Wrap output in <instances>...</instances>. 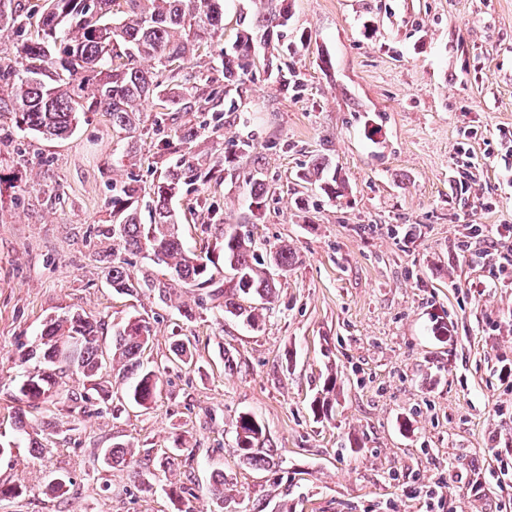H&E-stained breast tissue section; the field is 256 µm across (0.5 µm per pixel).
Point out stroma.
Returning a JSON list of instances; mask_svg holds the SVG:
<instances>
[{
    "label": "stroma",
    "mask_w": 512,
    "mask_h": 512,
    "mask_svg": "<svg viewBox=\"0 0 512 512\" xmlns=\"http://www.w3.org/2000/svg\"><path fill=\"white\" fill-rule=\"evenodd\" d=\"M230 4L223 36L191 63L219 87L223 125L200 132L191 153L233 162L171 206L190 251L219 242L216 208L256 254L284 242L296 262L256 332L143 252L125 253L126 268L164 283L166 298L117 293L111 186L134 177L148 188L163 172L154 110L140 116L131 157L102 112L67 139L14 131L0 142L15 175L0 197V442L43 446L0 457V482L20 492L0 512H215L217 471L231 512H423L437 485L445 512H503L512 384L499 371L512 362V277L496 278L495 250L470 227L512 225L502 173L512 167V0H288L280 39L258 45L228 84L222 52L260 8ZM317 157L336 196L301 179ZM257 171L270 193L252 219ZM68 312L98 321L107 344L114 325L146 320L140 361L162 370L149 408L125 405L138 366L118 359L102 373L111 401L21 402L20 355ZM177 336L191 342V365L171 360ZM331 375L333 412L319 422L311 403ZM243 413L265 427L269 467L238 460ZM116 445L136 469L99 460ZM452 467L463 482L447 481ZM55 471L73 480L61 497L45 492ZM468 478L488 493L468 494Z\"/></svg>",
    "instance_id": "stroma-1"
}]
</instances>
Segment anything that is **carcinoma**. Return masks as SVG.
Returning <instances> with one entry per match:
<instances>
[{"instance_id": "carcinoma-1", "label": "carcinoma", "mask_w": 512, "mask_h": 512, "mask_svg": "<svg viewBox=\"0 0 512 512\" xmlns=\"http://www.w3.org/2000/svg\"><path fill=\"white\" fill-rule=\"evenodd\" d=\"M286 0H264L257 25L247 26L232 49L224 51V79L231 81L244 69L243 61L256 53L254 30L268 42L274 33L288 26ZM37 26V35L27 37ZM12 31L18 38L17 58H0V112L12 115L20 131L64 139L76 129L80 113L105 112L118 133L136 128L145 106L162 109L156 131L162 134L165 150L180 152L197 137L189 126L166 133L165 112L186 110L193 104L205 111L216 106L215 97L200 84L178 80L191 60L195 47L214 40L224 30V0H0V32ZM228 158L200 162L180 158L159 176L152 191L153 222L143 224L138 214L142 188L128 183L112 187V224L108 234L128 251L157 252L158 261L174 270L178 280L224 301V312L253 330L260 327L256 308L246 309L239 300L259 299L270 303L275 282L270 268L282 272L293 265L294 255L286 245L270 249L269 262L260 261L249 238L237 230H224L213 251L189 254L175 227L169 201L189 188L220 180ZM251 211H260L268 195L266 183L257 175L249 179ZM232 273L233 285L224 286V271ZM111 286L117 293L134 290L135 285L123 262L112 260ZM81 340L75 369L56 363L57 344ZM150 340L147 322L130 318L114 332L112 356L139 364ZM174 361L187 364L192 358L189 340L177 339L171 346ZM39 358L40 367L24 376L18 387L21 399L32 408L62 394L59 379L69 372L83 385L99 391L106 364L97 326L89 318L71 313L51 318L40 333L36 348L22 357L26 363ZM160 368L146 367L128 383L126 400L148 408L160 391ZM336 377L326 378L321 396L313 401L315 417L328 416L330 394ZM236 445L241 465L258 469L270 464V449L261 447L264 426L251 414L235 423ZM109 466L134 465L123 446L104 453Z\"/></svg>"}]
</instances>
